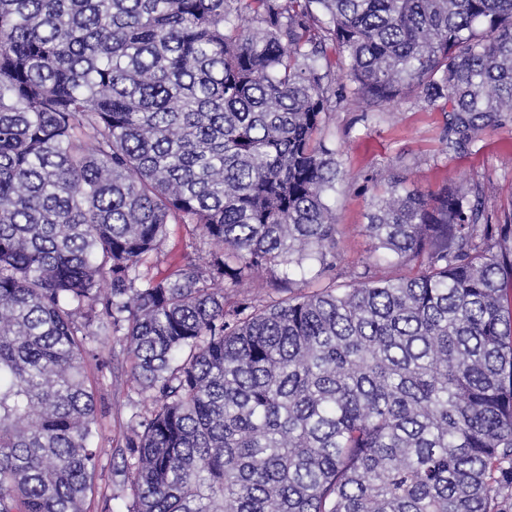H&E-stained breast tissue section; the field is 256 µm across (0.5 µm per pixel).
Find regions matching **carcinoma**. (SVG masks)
<instances>
[{
  "label": "carcinoma",
  "instance_id": "obj_1",
  "mask_svg": "<svg viewBox=\"0 0 512 512\" xmlns=\"http://www.w3.org/2000/svg\"><path fill=\"white\" fill-rule=\"evenodd\" d=\"M338 56L453 153L512 114V0H0V512H85L102 333L152 404L128 512H502L512 218L393 173L365 231L408 272L336 281ZM170 224L210 249L145 279Z\"/></svg>",
  "mask_w": 512,
  "mask_h": 512
}]
</instances>
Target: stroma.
Instances as JSON below:
<instances>
[{"instance_id": "1", "label": "stroma", "mask_w": 512, "mask_h": 512, "mask_svg": "<svg viewBox=\"0 0 512 512\" xmlns=\"http://www.w3.org/2000/svg\"><path fill=\"white\" fill-rule=\"evenodd\" d=\"M446 135L445 112L410 96L370 110L347 98L328 112L326 141L335 148L343 172L332 200L339 280L367 266L379 276L389 272L386 265L374 264V244L364 230L372 198L388 172L399 173L408 186L421 189L479 186L489 223H503L512 214V116L502 115L498 127L486 130L458 153L445 152ZM208 250L193 225L172 224L160 251L147 259L141 271L149 277L165 274L184 255H203ZM93 349L85 361V374L96 392L100 424L94 445L101 454L85 512H127L131 490L123 472V460L129 455L126 436L134 411L147 410L149 403L138 400L127 355L116 337L100 336Z\"/></svg>"}]
</instances>
